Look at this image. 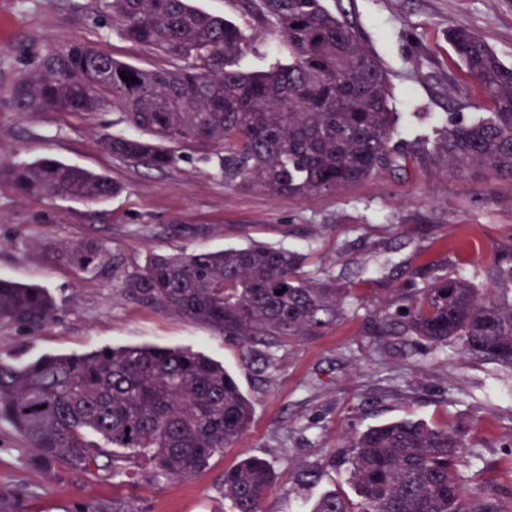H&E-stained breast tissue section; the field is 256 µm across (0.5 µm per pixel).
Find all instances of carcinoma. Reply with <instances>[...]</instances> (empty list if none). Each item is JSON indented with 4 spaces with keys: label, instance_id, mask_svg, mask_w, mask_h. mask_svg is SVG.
Instances as JSON below:
<instances>
[{
    "label": "carcinoma",
    "instance_id": "obj_1",
    "mask_svg": "<svg viewBox=\"0 0 512 512\" xmlns=\"http://www.w3.org/2000/svg\"><path fill=\"white\" fill-rule=\"evenodd\" d=\"M106 8L121 40L160 51L172 65L121 63L89 41L51 48L9 89L16 111L112 110L148 136L102 133L105 153L166 169L179 159L172 145L191 143L213 150L225 182L275 196L329 193L384 169L405 170L422 140H394L399 115L386 70L321 0H244L247 14L279 33L288 52L260 71L241 66L245 30L189 0H106ZM449 41L486 112L436 132L435 159L459 172L512 178V67L469 28L453 30ZM2 179L25 196L86 204L119 192L108 177L51 157L0 160ZM57 251L80 269L97 266L103 254L93 240ZM302 261L263 245L152 254L125 288L167 313L269 346L342 314L343 290L300 278ZM490 280L493 288L483 291L465 278L434 275L401 294L381 332L457 344L512 374V264L495 266ZM54 315L46 290L0 279L1 327L33 332ZM251 417L232 375L190 349L112 347L22 367L0 363V421L36 449L43 466L64 460L88 469L125 448L150 453L162 477L188 478L240 439ZM345 448L357 500L329 492L311 512H503L498 493H466L462 430L401 419L347 437ZM271 486L263 459L224 472L234 512H262Z\"/></svg>",
    "mask_w": 512,
    "mask_h": 512
}]
</instances>
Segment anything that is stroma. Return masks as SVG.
<instances>
[{
    "label": "stroma",
    "instance_id": "stroma-1",
    "mask_svg": "<svg viewBox=\"0 0 512 512\" xmlns=\"http://www.w3.org/2000/svg\"><path fill=\"white\" fill-rule=\"evenodd\" d=\"M192 6L246 28L252 49L241 65L263 68L280 51L277 32L245 14L240 0ZM344 17L389 73L392 105L404 116L399 139L431 134L446 118L471 120L485 104L448 41L449 30L479 34L512 67V0H323ZM102 0H0V156H49L102 173L121 187L87 205L19 194L0 181V278L46 288L57 318L36 333L0 327V362L23 366L50 355L105 347L155 346L202 353L231 373L251 403L243 438L187 479L157 476L149 456L129 454L115 469L37 466L31 445L0 423V493L12 512H229L224 472L248 456L266 459L274 486L266 512H310L322 495L354 497L345 437L398 419L467 432L479 475L469 494L512 491V379L457 346L435 348L374 328L401 288L423 275L488 284V271L512 252V179L445 170L425 147L407 169H386L336 192L272 196L225 183L203 147L178 146V163L157 171L115 158L99 133L132 134L119 113L92 116L16 112L8 90L29 68L31 51L91 41L140 68L167 57L122 41ZM94 240L95 269L80 271L52 248ZM303 255L302 278L335 279L345 311L315 332L272 347L168 314L129 296L124 284L150 254L216 251L248 244ZM273 364L261 370L260 357Z\"/></svg>",
    "mask_w": 512,
    "mask_h": 512
}]
</instances>
